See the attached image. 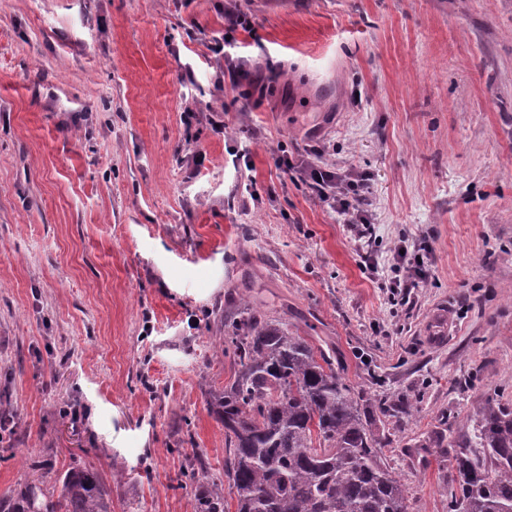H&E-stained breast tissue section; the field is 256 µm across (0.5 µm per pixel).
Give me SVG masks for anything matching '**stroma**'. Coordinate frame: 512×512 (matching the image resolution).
<instances>
[{
  "mask_svg": "<svg viewBox=\"0 0 512 512\" xmlns=\"http://www.w3.org/2000/svg\"><path fill=\"white\" fill-rule=\"evenodd\" d=\"M317 147L365 174L372 243L299 180ZM405 245L427 276L394 297L366 256ZM245 296L411 406L386 464L451 512L417 445L512 407V0H0V493L80 463L112 512H194Z\"/></svg>",
  "mask_w": 512,
  "mask_h": 512,
  "instance_id": "1",
  "label": "stroma"
}]
</instances>
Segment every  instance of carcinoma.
Returning <instances> with one entry per match:
<instances>
[{"instance_id": "1", "label": "carcinoma", "mask_w": 512, "mask_h": 512, "mask_svg": "<svg viewBox=\"0 0 512 512\" xmlns=\"http://www.w3.org/2000/svg\"><path fill=\"white\" fill-rule=\"evenodd\" d=\"M214 345L237 365L213 396L224 425V479L208 478L202 459L183 477L195 489V512H409L406 485L388 469L386 436L373 430L336 370V359L288 323L242 301L224 317ZM401 420L405 403L378 404ZM431 453L449 461L454 512H512V408L487 403L473 432ZM0 512H112L110 485L98 471L73 466L52 491L32 483L0 494Z\"/></svg>"}]
</instances>
